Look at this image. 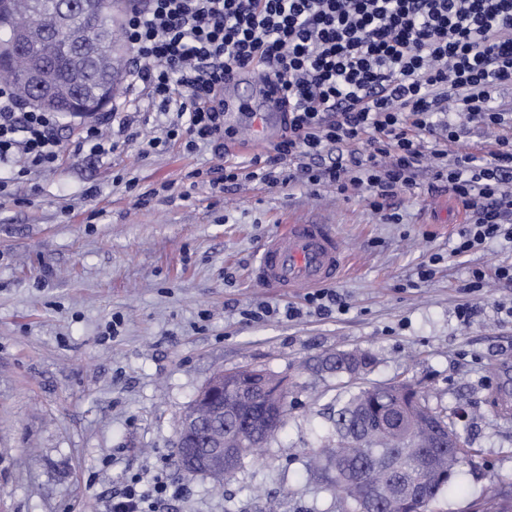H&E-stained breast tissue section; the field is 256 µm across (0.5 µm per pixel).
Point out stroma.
I'll use <instances>...</instances> for the list:
<instances>
[{
  "instance_id": "stroma-1",
  "label": "stroma",
  "mask_w": 512,
  "mask_h": 512,
  "mask_svg": "<svg viewBox=\"0 0 512 512\" xmlns=\"http://www.w3.org/2000/svg\"><path fill=\"white\" fill-rule=\"evenodd\" d=\"M119 52L112 108L135 104V128L162 135L170 113L133 98V52ZM116 138L103 157L72 154L22 177L0 168V512H110L128 477L147 484L161 469L185 489L168 512H336L307 460L349 383L298 367L352 349L376 359L362 383L408 380L431 406L465 407L477 457L435 512H468L491 486L512 489V415L492 404L512 379V283L461 291L472 268L512 263V244L450 256L466 214L425 182L398 194L390 221L364 192L211 189L209 168L269 153V142L247 152L233 140L217 153L171 141L145 153ZM291 219L335 225L348 260L331 288L344 311L318 315L305 289L253 280L261 246ZM261 305L268 316L248 317ZM245 367L291 384L283 431L221 487L186 478L173 453L181 414L216 372Z\"/></svg>"
}]
</instances>
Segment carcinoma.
Segmentation results:
<instances>
[{
	"instance_id": "obj_1",
	"label": "carcinoma",
	"mask_w": 512,
	"mask_h": 512,
	"mask_svg": "<svg viewBox=\"0 0 512 512\" xmlns=\"http://www.w3.org/2000/svg\"><path fill=\"white\" fill-rule=\"evenodd\" d=\"M62 0H0V20L13 28L28 31L29 49L0 61V82L10 85L20 100L28 93L26 77L35 64L44 66L56 91L52 110L71 117L68 101L74 90L95 100L105 94L116 96L119 87L112 67V40L120 39L119 16L108 11L107 0H82L78 9L58 21L57 37L41 39L45 22L58 13ZM374 363L370 353L344 354L340 351L323 357L321 370L346 374L366 372ZM376 403L395 410L391 428L398 431L406 419L416 418L414 428L421 444L404 447L399 436L388 432L378 420L364 412L365 405ZM445 427L458 431V413L429 405L422 389L414 391L407 382L357 386L336 398L331 436L336 447L319 448L309 455L308 464L336 493V512H432V507L449 492L461 487L464 466L475 450L460 438L458 448L433 447L435 418ZM284 419L272 431L252 429L248 452L228 466V473L242 461L257 454L283 430ZM471 512H512V495L496 489L471 505Z\"/></svg>"
}]
</instances>
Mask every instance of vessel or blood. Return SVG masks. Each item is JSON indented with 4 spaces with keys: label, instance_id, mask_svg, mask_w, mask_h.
I'll list each match as a JSON object with an SVG mask.
<instances>
[{
    "label": "vessel or blood",
    "instance_id": "b4317fda",
    "mask_svg": "<svg viewBox=\"0 0 512 512\" xmlns=\"http://www.w3.org/2000/svg\"><path fill=\"white\" fill-rule=\"evenodd\" d=\"M346 257L333 225L288 223L267 239L253 270L263 287L292 289L335 282Z\"/></svg>",
    "mask_w": 512,
    "mask_h": 512
}]
</instances>
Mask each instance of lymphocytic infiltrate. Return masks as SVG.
<instances>
[{
	"label": "lymphocytic infiltrate",
	"instance_id": "lymphocytic-infiltrate-1",
	"mask_svg": "<svg viewBox=\"0 0 512 512\" xmlns=\"http://www.w3.org/2000/svg\"><path fill=\"white\" fill-rule=\"evenodd\" d=\"M134 52L130 71L148 97L172 108L157 149L184 141L222 147L229 75L255 73L263 98L282 114L273 154L214 168L211 188L243 181L366 191L374 209L423 180L439 182L470 214L452 253L487 240L512 242V113L494 90L512 81V0H144L123 20ZM104 112L61 134L59 113L23 105L0 84V165L53 169L68 149L100 157L115 143ZM472 123L497 130L488 162L432 166ZM140 477L112 497V512H161L181 490L165 471L149 489Z\"/></svg>",
	"mask_w": 512,
	"mask_h": 512
}]
</instances>
